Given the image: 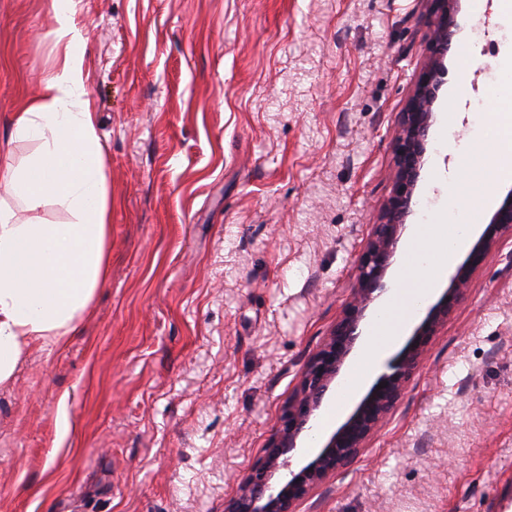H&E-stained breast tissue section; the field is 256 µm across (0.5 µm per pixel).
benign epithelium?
<instances>
[{
  "label": "benign epithelium",
  "mask_w": 512,
  "mask_h": 512,
  "mask_svg": "<svg viewBox=\"0 0 512 512\" xmlns=\"http://www.w3.org/2000/svg\"><path fill=\"white\" fill-rule=\"evenodd\" d=\"M431 2L434 19L430 43L435 54L443 55L448 52L458 27L456 0ZM439 74L437 64L425 67L404 112L400 113L394 141L392 188L383 207L382 219L373 225L359 256L350 301L319 350L306 364L295 396L279 417L264 460L240 480L238 492L228 501L225 512H294L296 503L310 490L353 460L399 398L431 339L460 302L473 272L503 238L512 237L511 189L485 225L467 259L456 268L448 287L428 308L398 356L385 366L315 455L298 470L291 469L298 440L314 429L324 397L364 335L367 312L390 290L387 273L394 263L397 245L406 227L405 219L411 210L427 133L434 120L432 106L437 97ZM382 382L385 387L380 389L378 385ZM281 469L286 471L285 478L272 483V476Z\"/></svg>",
  "instance_id": "benign-epithelium-1"
}]
</instances>
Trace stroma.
I'll list each match as a JSON object with an SVG mask.
<instances>
[{"label": "stroma", "instance_id": "stroma-1", "mask_svg": "<svg viewBox=\"0 0 512 512\" xmlns=\"http://www.w3.org/2000/svg\"><path fill=\"white\" fill-rule=\"evenodd\" d=\"M75 0L112 198V265L66 345L0 385V512H224L340 316L439 62L408 225L480 190L512 8L459 0ZM50 0H0V141L65 51ZM295 512H512V238L472 274L401 398ZM434 4V19L431 23L430 43L436 55L448 52L451 38L458 27L456 0H430ZM470 170L467 164L461 162L456 172L452 193L455 197L462 198L466 206L472 209H484L488 202L489 192H484L479 196H473L469 193Z\"/></svg>", "mask_w": 512, "mask_h": 512}]
</instances>
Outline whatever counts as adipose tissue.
Returning <instances> with one entry per match:
<instances>
[{"label": "adipose tissue", "instance_id": "1", "mask_svg": "<svg viewBox=\"0 0 512 512\" xmlns=\"http://www.w3.org/2000/svg\"><path fill=\"white\" fill-rule=\"evenodd\" d=\"M60 35L69 39L53 75L13 113L10 141L39 147L23 164L0 168V384L10 381L25 348L66 344L89 312L106 280L112 200L102 147L83 78V44L72 24L74 0H53ZM33 210L53 201L71 216L65 224L21 223L8 198ZM473 230L456 225L417 226L407 246L415 259L413 282H399L378 310L358 362L345 383L355 394L373 362L397 339L435 286L439 270L452 266Z\"/></svg>", "mask_w": 512, "mask_h": 512}]
</instances>
